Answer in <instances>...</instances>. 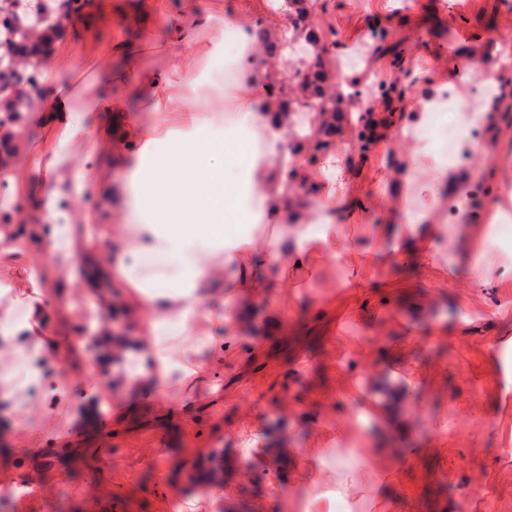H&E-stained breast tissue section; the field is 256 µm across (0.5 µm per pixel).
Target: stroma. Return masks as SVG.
I'll list each match as a JSON object with an SVG mask.
<instances>
[{
  "label": "stroma",
  "mask_w": 512,
  "mask_h": 512,
  "mask_svg": "<svg viewBox=\"0 0 512 512\" xmlns=\"http://www.w3.org/2000/svg\"><path fill=\"white\" fill-rule=\"evenodd\" d=\"M312 18L338 53L360 61L362 85L375 75L415 96L453 85L457 108L498 62L512 34V0H312ZM384 35L388 53L364 34ZM108 26H61L78 75L107 44ZM500 69L498 124L461 169L459 215L429 209L428 198L394 200L391 181L405 159L400 133H382L368 151L336 141L349 208L339 234L352 252L373 242L368 224L430 221L493 229L512 211V50ZM47 134L0 126V157L39 156ZM73 248L86 269L102 259L76 235L44 239L0 260V283L47 266L59 354L47 378L72 385L75 404L45 412L36 391L0 405V512H512V246L489 237L437 241L429 255L390 252L360 266L330 261L298 287L250 305L213 381L164 394L119 391L110 373L123 359L87 364L77 353L83 286L49 268L53 250ZM281 317L267 325L269 309ZM98 378L86 396L85 374ZM212 381V382H213ZM33 451L16 452L21 426ZM27 481L34 495L12 489Z\"/></svg>",
  "instance_id": "obj_1"
}]
</instances>
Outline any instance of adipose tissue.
Returning a JSON list of instances; mask_svg holds the SVG:
<instances>
[{"label":"adipose tissue","instance_id":"1","mask_svg":"<svg viewBox=\"0 0 512 512\" xmlns=\"http://www.w3.org/2000/svg\"><path fill=\"white\" fill-rule=\"evenodd\" d=\"M166 14L165 0H138L131 10L122 0H96L80 26L110 20L115 26L95 71L76 88L63 78L71 68L64 47L45 60L43 104L27 113L28 126L45 129L54 142L79 144L104 163L94 176L56 152L42 163L11 165L8 178L35 196L39 221L29 235L0 234V258H13L44 231L72 234L78 223L94 224L101 211L111 212L114 224L100 235L97 252L124 290L126 311L149 316L150 340L136 362L123 368L124 389L161 383L175 372L182 386H195L238 334L249 301L273 287H287L295 268H313L320 258L335 260L346 253L336 241L341 202L335 195L314 202L288 197L292 175L319 178L307 171L305 152L286 148L293 113L263 111L261 98L247 96L240 98L232 126L220 113L202 110L197 63L223 55L224 41L210 37L185 46L175 27L160 37ZM134 42L165 56V66L148 67L134 57L122 74H114L113 56L126 55ZM132 97L143 109L129 108ZM426 158L437 177L428 185L418 179ZM116 164L123 169L117 181L112 178ZM461 178L458 169L431 158L419 141L397 173L395 192L435 196ZM92 193L102 197V208L72 210V203ZM374 231L379 247L395 252L448 237L444 224H378ZM274 259L280 263L275 284L263 273ZM44 278V269L29 268L13 299L25 306L26 318L10 338L21 369L0 354V394L7 398L15 395L20 376L26 385L43 387L44 364L56 353ZM203 350L210 359L199 360ZM43 389L47 401L68 403L64 387Z\"/></svg>","mask_w":512,"mask_h":512}]
</instances>
